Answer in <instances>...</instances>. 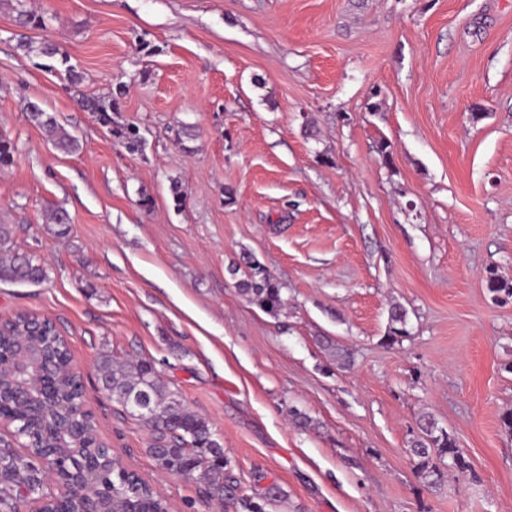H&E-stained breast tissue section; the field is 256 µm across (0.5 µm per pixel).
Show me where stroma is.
<instances>
[{
	"label": "stroma",
	"instance_id": "obj_1",
	"mask_svg": "<svg viewBox=\"0 0 512 512\" xmlns=\"http://www.w3.org/2000/svg\"><path fill=\"white\" fill-rule=\"evenodd\" d=\"M20 33L55 42L80 88ZM114 92L138 149L77 103ZM30 102L80 150L57 151ZM0 131V222L48 274L0 282V320L56 323L98 434L171 512L213 509L161 475L100 350L154 358L239 493L259 472L284 489L270 512H512V300L486 287L491 268L512 280V0H0ZM247 254L279 313L239 294ZM395 304L408 334L391 344ZM426 413L471 466L433 487L409 452Z\"/></svg>",
	"mask_w": 512,
	"mask_h": 512
}]
</instances>
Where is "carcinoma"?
Masks as SVG:
<instances>
[{
	"mask_svg": "<svg viewBox=\"0 0 512 512\" xmlns=\"http://www.w3.org/2000/svg\"><path fill=\"white\" fill-rule=\"evenodd\" d=\"M80 106L97 115L111 132L123 140L128 148L138 146L139 130L133 126L112 127L111 113L117 108V99L84 100ZM30 120L42 128L55 148L63 153L73 154L80 150V140L57 123L55 116L44 111L38 104L27 105ZM48 221L55 226L54 233L64 236L68 233L70 217L63 209H56ZM16 233L13 224H0V281L15 283H40L47 278L44 262L32 255H23L13 250ZM243 271L238 281V290L245 299L267 313L274 314L284 305L279 283L266 267L251 256L242 258V264L233 272ZM487 288L494 295L502 294L512 298V281L489 272ZM407 311L395 305L389 312V327L386 340L391 343L407 334ZM26 321L21 316L5 322L0 333V372L7 371L17 350L16 333L23 330ZM27 344L39 347L50 369L43 381L52 388L56 403L70 405L69 421L53 430V436L45 439L35 429L33 410L16 402L8 389L0 390V418L12 422L10 437L0 438V501L8 506L14 503L16 483L29 480L30 487H46L42 471L36 467L31 452L43 448L51 449L56 456L65 459L71 470H79L86 463L94 465L95 478L85 486L97 493V499L104 512L137 504L140 512H166L167 503L158 491L149 485L136 483L112 452L103 446L94 429L84 430L80 439L71 438V428L86 421L88 412L82 402V388L69 372V350L60 334L44 329L36 336H26ZM98 371L102 390L116 403L121 411L134 418L149 431L151 442L147 452L164 473L203 481V496L208 502L224 506V499L234 487L235 480L231 460L213 430L210 420L195 414L186 407L179 391L163 380L150 358L134 362L119 361L112 353L103 350L98 356ZM422 436L413 441L410 453L417 458L421 476L430 484L439 482L442 472L433 463L437 458L446 466L464 473L470 465L458 448L454 437L439 428L431 415L419 420ZM285 491L276 483L263 488L258 496L239 495L236 497L237 512H265V506L281 502Z\"/></svg>",
	"mask_w": 512,
	"mask_h": 512,
	"instance_id": "carcinoma-1",
	"label": "carcinoma"
}]
</instances>
